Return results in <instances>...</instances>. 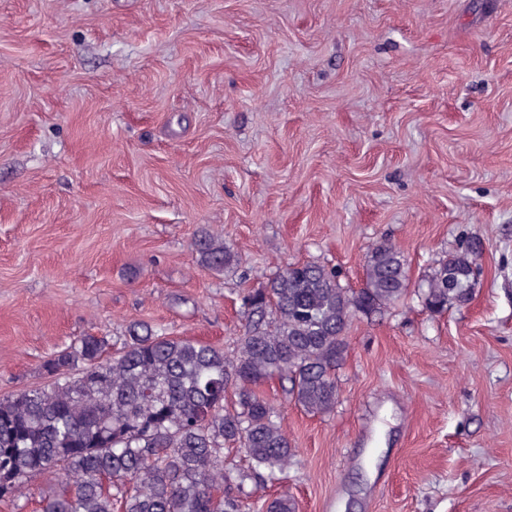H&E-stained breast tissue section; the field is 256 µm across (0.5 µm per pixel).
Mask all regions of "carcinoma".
Segmentation results:
<instances>
[{
  "instance_id": "obj_1",
  "label": "carcinoma",
  "mask_w": 512,
  "mask_h": 512,
  "mask_svg": "<svg viewBox=\"0 0 512 512\" xmlns=\"http://www.w3.org/2000/svg\"><path fill=\"white\" fill-rule=\"evenodd\" d=\"M195 248L217 270L238 261L209 234ZM363 269L355 290L321 265H287L244 297L249 326L232 355L145 322L130 326L113 356L106 337L93 335L54 353L42 365L47 384L0 398V502L50 476L39 512H246L245 481L274 483L295 456L257 388L277 378L305 410L331 412L353 317L407 290L391 244L374 247ZM473 273L465 255L441 263L427 281V308L466 304ZM226 443L246 467L224 466Z\"/></svg>"
}]
</instances>
